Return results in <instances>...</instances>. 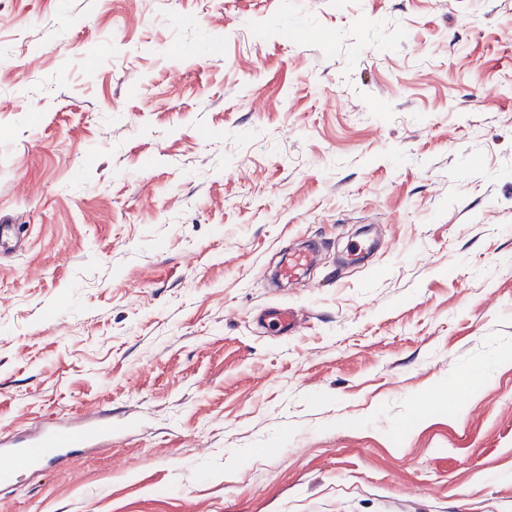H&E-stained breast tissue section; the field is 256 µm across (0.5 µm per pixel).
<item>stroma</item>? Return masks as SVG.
Here are the masks:
<instances>
[{"label":"stroma","mask_w":512,"mask_h":512,"mask_svg":"<svg viewBox=\"0 0 512 512\" xmlns=\"http://www.w3.org/2000/svg\"><path fill=\"white\" fill-rule=\"evenodd\" d=\"M0 37V436L112 415L0 512H512V0H0ZM316 253L314 249L303 250L295 253L289 260L288 264L282 269V276L288 281L301 278L307 269L314 265L313 255ZM266 318L270 325L276 327L282 334H288L295 326L296 319L292 309L272 306L266 309Z\"/></svg>","instance_id":"35a3bbf8"}]
</instances>
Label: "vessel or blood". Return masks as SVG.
<instances>
[{"instance_id": "b4317fda", "label": "vessel or blood", "mask_w": 512, "mask_h": 512, "mask_svg": "<svg viewBox=\"0 0 512 512\" xmlns=\"http://www.w3.org/2000/svg\"><path fill=\"white\" fill-rule=\"evenodd\" d=\"M313 250L295 253L282 270L288 280L301 278L313 264ZM112 438L111 427L90 420L58 425L44 430L30 444L20 447L0 437V471L4 474L22 469L41 470L63 462L73 448L88 447L92 442L108 441Z\"/></svg>"}]
</instances>
